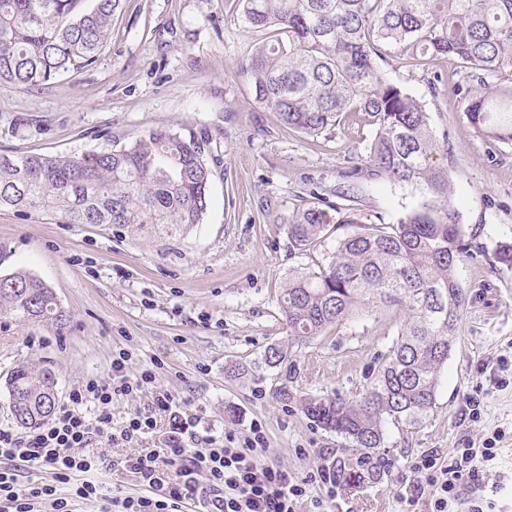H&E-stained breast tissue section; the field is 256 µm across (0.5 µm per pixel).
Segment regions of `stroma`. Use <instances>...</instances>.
<instances>
[{"label":"stroma","mask_w":512,"mask_h":512,"mask_svg":"<svg viewBox=\"0 0 512 512\" xmlns=\"http://www.w3.org/2000/svg\"><path fill=\"white\" fill-rule=\"evenodd\" d=\"M256 38L237 0H123L95 63L33 89L0 85L1 152L80 157L170 127L203 146L211 171L207 213L184 236L0 213V273L30 271L71 316L61 336L0 316V423L13 420L4 381L18 364L50 363L62 402L86 379L106 377L124 349L131 374L161 362L157 387L190 402L199 430L242 437L257 421L269 459L301 476L334 465L340 512H398L396 494L418 455L433 449L445 460L502 431L487 467L501 485L490 510L512 512V271L491 268L496 244L512 241V145L476 136L454 88L455 61L425 72L387 54L384 78L422 99L436 133L448 135L450 206L473 256L459 271L467 300L435 408L415 425L387 423L383 448L363 458L273 397L276 372L262 355L288 339L278 299L289 276L351 231L329 229L307 253L293 246L288 224L299 209L336 204L373 128L360 114L314 138L289 130L257 102L242 70ZM354 183L372 224L395 222L421 201L414 189L364 172ZM404 320L400 308H386L299 346L296 389L362 392ZM235 364L247 374L229 375ZM472 397L481 400L475 422L466 414Z\"/></svg>","instance_id":"stroma-1"}]
</instances>
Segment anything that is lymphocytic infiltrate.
Instances as JSON below:
<instances>
[{
	"label": "lymphocytic infiltrate",
	"mask_w": 512,
	"mask_h": 512,
	"mask_svg": "<svg viewBox=\"0 0 512 512\" xmlns=\"http://www.w3.org/2000/svg\"><path fill=\"white\" fill-rule=\"evenodd\" d=\"M131 355H113L107 378L88 379L71 389L53 418L22 434L0 425V512H74L79 500H95L99 512H300L311 502L313 512H335L337 474L319 465L305 476L269 461L267 441L260 425H251L245 437L200 433L198 417L185 400L156 387L153 369L130 376ZM147 395L144 410L114 422L112 405L121 398ZM94 403L95 414L85 406ZM166 436L160 449L144 451L158 423ZM106 448L90 453L95 441ZM121 448L109 456V447ZM497 454L494 439L457 449L448 465H439L433 453L415 458L414 479L401 488L397 500L415 506L421 494H430L429 512H485L487 483L484 462ZM39 465L49 476L19 484L17 473ZM123 475L138 487L135 495L112 494L95 479L99 471ZM318 496H311V487Z\"/></svg>",
	"instance_id": "lymphocytic-infiltrate-1"
}]
</instances>
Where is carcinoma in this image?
<instances>
[{
  "label": "carcinoma",
  "instance_id": "carcinoma-1",
  "mask_svg": "<svg viewBox=\"0 0 512 512\" xmlns=\"http://www.w3.org/2000/svg\"><path fill=\"white\" fill-rule=\"evenodd\" d=\"M0 0V83L46 84L94 63L121 0ZM244 24L262 35L246 47L244 73L256 100L288 127L318 136L361 112L375 133L369 175L418 190L424 201L392 224L367 225L342 192V206L296 212L288 234L307 252L332 224L355 231L336 240L322 263L288 278L280 312L288 343L267 347L275 397L298 406L318 427L354 448L384 443L388 422L420 423L435 408L440 374L457 344L466 303L459 266L471 257L450 208L452 173L426 104L387 81L380 67L392 47L405 66L442 59L460 64L465 116L478 136L512 143V0H238ZM203 147L171 128L150 131L118 149L83 157L0 155V212L41 214L65 224H109L132 233L183 236L202 223L211 171ZM512 270V242L493 253ZM397 305L406 321L378 357L364 393L312 396L293 388V348ZM0 315L41 323L61 336L69 315L53 289L25 270L0 273ZM58 378L49 364H21L5 379L16 424L35 428L55 413Z\"/></svg>",
  "mask_w": 512,
  "mask_h": 512
}]
</instances>
